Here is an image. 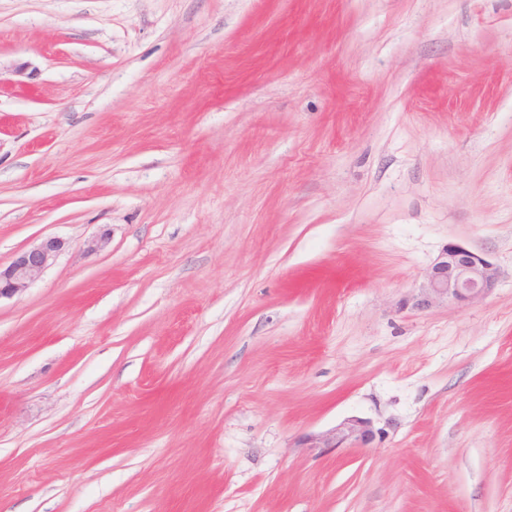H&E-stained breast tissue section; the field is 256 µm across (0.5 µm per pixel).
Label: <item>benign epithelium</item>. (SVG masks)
Here are the masks:
<instances>
[{"mask_svg":"<svg viewBox=\"0 0 512 512\" xmlns=\"http://www.w3.org/2000/svg\"><path fill=\"white\" fill-rule=\"evenodd\" d=\"M67 243L55 236L19 251L12 262L0 268V299L22 293L38 281L47 268L66 249ZM498 266L466 246L447 244L427 271V288L415 306L426 309L442 302L469 305L482 300L496 286ZM375 437L372 421L352 416L334 428L304 439L305 447L325 451L328 448H363Z\"/></svg>","mask_w":512,"mask_h":512,"instance_id":"1","label":"benign epithelium"}]
</instances>
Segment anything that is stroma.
Here are the masks:
<instances>
[{"label":"stroma","instance_id":"35a3bbf8","mask_svg":"<svg viewBox=\"0 0 512 512\" xmlns=\"http://www.w3.org/2000/svg\"><path fill=\"white\" fill-rule=\"evenodd\" d=\"M49 235L0 512H512V0H0V265ZM451 242L496 287L414 308ZM375 429L369 419L352 416L339 422L334 428L304 439V448H363L375 437Z\"/></svg>","mask_w":512,"mask_h":512}]
</instances>
